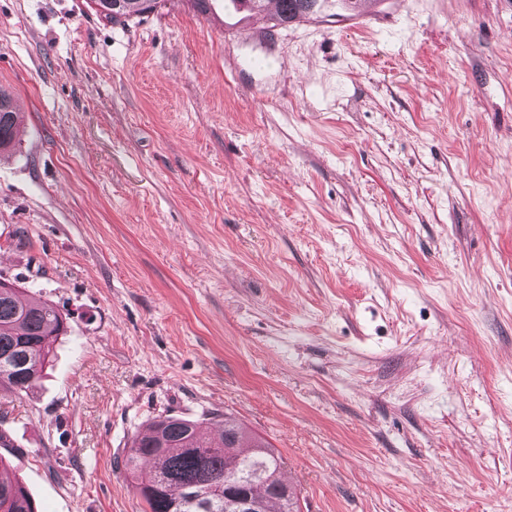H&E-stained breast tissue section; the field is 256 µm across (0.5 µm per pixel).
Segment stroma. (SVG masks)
<instances>
[{"instance_id":"35a3bbf8","label":"stroma","mask_w":512,"mask_h":512,"mask_svg":"<svg viewBox=\"0 0 512 512\" xmlns=\"http://www.w3.org/2000/svg\"><path fill=\"white\" fill-rule=\"evenodd\" d=\"M269 13L0 0V277L67 317L0 455L40 512L224 413L301 512H512V0ZM119 8L116 10V16L106 13V18L118 20L124 18L125 20L131 18L141 17L145 14L154 12L161 6V0H118ZM18 113L15 112L12 98L0 90V150L9 148L15 137Z\"/></svg>"}]
</instances>
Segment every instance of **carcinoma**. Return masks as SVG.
I'll list each match as a JSON object with an SVG mask.
<instances>
[{"mask_svg":"<svg viewBox=\"0 0 512 512\" xmlns=\"http://www.w3.org/2000/svg\"><path fill=\"white\" fill-rule=\"evenodd\" d=\"M274 26L323 14L327 0H280ZM162 0H119L116 15L131 19L154 12ZM18 113L12 98L0 90V150L15 137ZM19 285L0 288V386L18 393L33 389L43 377L53 348L66 333V322L51 302H24ZM143 463L150 477L140 479ZM282 461L269 442L231 415L204 433L193 421L161 416L148 432L134 438L124 460L125 473L137 480L146 512H233L224 501V480L238 472L251 478L248 492L260 512H300L295 490L280 478ZM0 457V512H37L35 500L19 481L4 474Z\"/></svg>","mask_w":512,"mask_h":512,"instance_id":"cac0c4a2","label":"carcinoma"}]
</instances>
